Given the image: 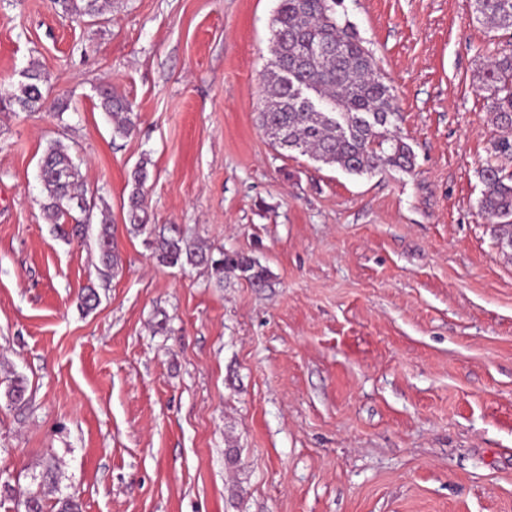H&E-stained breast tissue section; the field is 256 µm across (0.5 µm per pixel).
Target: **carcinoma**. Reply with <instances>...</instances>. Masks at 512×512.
Wrapping results in <instances>:
<instances>
[{
  "mask_svg": "<svg viewBox=\"0 0 512 512\" xmlns=\"http://www.w3.org/2000/svg\"><path fill=\"white\" fill-rule=\"evenodd\" d=\"M63 12L78 17L103 13L107 0H52ZM343 0H278L272 19V69L264 84V106L259 123L265 133H277L272 145L283 151H298L316 162L335 165L351 174L371 173L387 167L410 172L414 168L411 147L394 135L397 117L391 88L377 72L373 56L349 22H341L338 7ZM476 19L496 30L512 31V0H474ZM295 73V82L306 85L330 112H312L284 79V70ZM24 81L0 93V104L16 105L36 112L46 107L43 85L46 77L32 66ZM487 92L488 111L501 130L493 142L494 160L481 170L484 185L479 208L497 227L501 249L512 250V53L493 58L481 76ZM101 108L112 119L113 133L129 136L136 127L137 114L124 99L104 88ZM148 159L137 164L129 194L130 234L158 237L156 261L166 267L206 265L218 281L224 272L239 271L258 288L269 287L268 271L251 257L221 253L219 258L203 244L185 238L172 225L156 230L148 224L144 185L148 179ZM44 198L42 210L60 236L68 235V219L77 211L63 203L84 199L79 190L80 170L62 142L46 149L40 162ZM102 274L118 268L120 257L109 216L99 222L96 238ZM10 405L21 409L28 403L27 384L22 377L11 380L6 391Z\"/></svg>",
  "mask_w": 512,
  "mask_h": 512,
  "instance_id": "cac0c4a2",
  "label": "carcinoma"
}]
</instances>
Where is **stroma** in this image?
Wrapping results in <instances>:
<instances>
[{"label": "stroma", "instance_id": "stroma-1", "mask_svg": "<svg viewBox=\"0 0 512 512\" xmlns=\"http://www.w3.org/2000/svg\"><path fill=\"white\" fill-rule=\"evenodd\" d=\"M276 7L111 0L78 19L0 0V88L35 65L67 106L0 107V512L38 489L83 512H512V251L478 206L499 134L479 77L512 33L473 0H344L415 155L354 175L258 124ZM55 140L111 213L115 274L97 223L64 239L43 217ZM144 156L151 223L254 258L269 287L157 265L126 229ZM101 108L112 119L113 133L118 136H129L136 127L137 114L124 99L104 88L100 90Z\"/></svg>", "mask_w": 512, "mask_h": 512}]
</instances>
